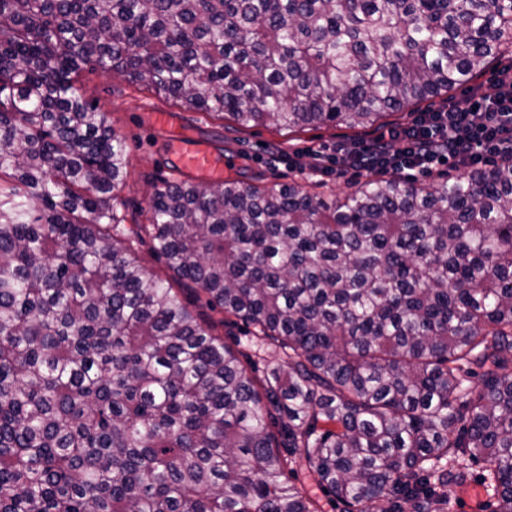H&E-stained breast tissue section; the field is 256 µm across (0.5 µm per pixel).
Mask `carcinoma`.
<instances>
[{
	"label": "carcinoma",
	"instance_id": "obj_1",
	"mask_svg": "<svg viewBox=\"0 0 512 512\" xmlns=\"http://www.w3.org/2000/svg\"><path fill=\"white\" fill-rule=\"evenodd\" d=\"M512 55V0H0V512H512V155L416 186L161 178L147 237L263 367L131 257L124 142L75 87L383 127ZM215 334L218 336H223L224 341L231 343V344H234L236 338H238L240 344H239V346H236L235 348L250 355L252 360L260 361L258 359V357L254 356V352L252 351V349H254L255 347L251 346L252 345V343L250 341L251 335L247 332L246 328L241 325V323H239L238 326H234L231 328H229L227 326H224V327L219 326L217 328V330L215 331ZM483 470H484V468H483L482 464L476 465L473 467L472 478L470 479V481L468 482V484L466 486L473 485L475 487L469 488L465 492V494H464L465 496L474 498L477 500H480L482 498L483 491L480 487H477V486H480L479 485V477L482 474ZM464 487L457 490L456 503L454 505V508L452 509L453 511H451V512H483L482 511V502L486 499V497H483L482 499H484V500L482 502H479L478 504H475V505L469 504L464 498H462ZM473 508H476L478 510H476V511L470 510Z\"/></svg>",
	"mask_w": 512,
	"mask_h": 512
}]
</instances>
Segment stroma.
Listing matches in <instances>:
<instances>
[{
	"instance_id": "1",
	"label": "stroma",
	"mask_w": 512,
	"mask_h": 512,
	"mask_svg": "<svg viewBox=\"0 0 512 512\" xmlns=\"http://www.w3.org/2000/svg\"><path fill=\"white\" fill-rule=\"evenodd\" d=\"M76 85L107 113L117 135L125 142L128 174L118 194L129 226L146 223L152 183L173 176L178 165L170 146L171 131L151 125L150 112L174 113L180 132L190 142L222 151L225 175L268 187L293 178L311 177L310 158H303L300 165L292 164L295 151L309 146H331L339 140L352 146L371 135L367 129L331 125L295 131L272 124L241 128L231 118L186 111L172 100L99 70L83 71Z\"/></svg>"
}]
</instances>
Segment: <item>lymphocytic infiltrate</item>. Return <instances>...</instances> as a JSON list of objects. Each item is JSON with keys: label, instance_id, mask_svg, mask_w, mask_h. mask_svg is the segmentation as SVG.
Segmentation results:
<instances>
[{"label": "lymphocytic infiltrate", "instance_id": "obj_1", "mask_svg": "<svg viewBox=\"0 0 512 512\" xmlns=\"http://www.w3.org/2000/svg\"><path fill=\"white\" fill-rule=\"evenodd\" d=\"M506 154H512V64L498 69L492 79L467 87L462 97L423 111L410 124L352 148L339 143L310 156L313 170L326 175L350 167H383L409 175L446 161L470 168Z\"/></svg>", "mask_w": 512, "mask_h": 512}]
</instances>
